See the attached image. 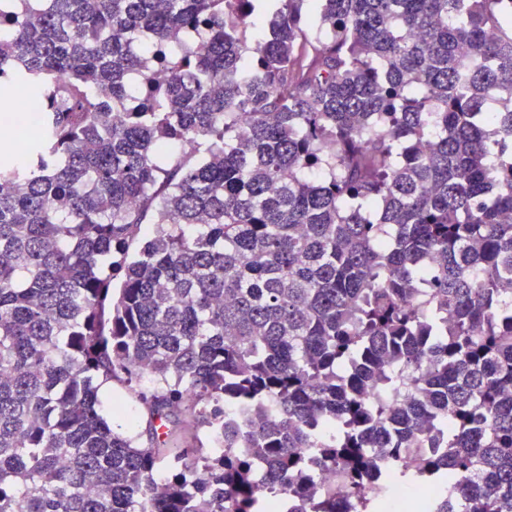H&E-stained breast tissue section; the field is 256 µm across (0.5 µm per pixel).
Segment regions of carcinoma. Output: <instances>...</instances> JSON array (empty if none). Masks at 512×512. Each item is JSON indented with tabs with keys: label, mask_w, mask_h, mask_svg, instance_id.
<instances>
[{
	"label": "carcinoma",
	"mask_w": 512,
	"mask_h": 512,
	"mask_svg": "<svg viewBox=\"0 0 512 512\" xmlns=\"http://www.w3.org/2000/svg\"><path fill=\"white\" fill-rule=\"evenodd\" d=\"M274 2L0 0V512H512V0ZM99 413L116 431L132 436L136 443L146 444L148 428L141 407L133 393L119 382H103L99 391ZM437 497V491L430 486L397 485L394 488L389 512H425L422 508Z\"/></svg>",
	"instance_id": "carcinoma-1"
}]
</instances>
